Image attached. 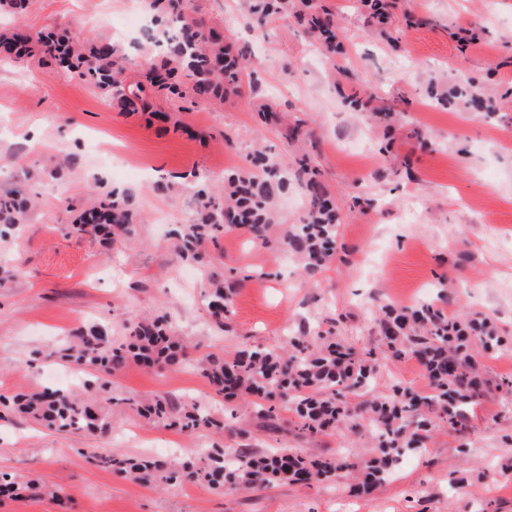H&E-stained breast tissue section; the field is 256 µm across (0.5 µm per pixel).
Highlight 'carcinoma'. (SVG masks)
Segmentation results:
<instances>
[{"mask_svg":"<svg viewBox=\"0 0 512 512\" xmlns=\"http://www.w3.org/2000/svg\"><path fill=\"white\" fill-rule=\"evenodd\" d=\"M189 0H153L160 12L162 60L143 68L129 82L117 49L110 41L55 32L18 33L0 36L3 59L37 57L77 75L103 90L123 108L150 111L147 97H163L183 104L223 103L240 94L243 77H249L253 93L261 88L257 65L243 48L232 51L220 33L208 29L188 8ZM247 11L259 27L277 17H294L336 59V16L317 11L311 0H246ZM197 184L198 205L193 220L174 230L176 254L183 261L206 260L205 243L235 227H245L257 239L267 237L277 223L275 200L292 185L307 199V219L293 224L282 237V247L299 256L309 270L323 266L336 243V204L307 156L291 167L280 165L256 149L246 169L224 178V187L212 191L206 176L190 174ZM29 200L18 190L0 194V238L12 235L25 223ZM137 223L133 196L125 191L99 199L73 221L81 234L112 245L130 234ZM231 292L217 286L209 304L221 320L230 313ZM117 339L100 326L81 331L73 343L57 351L73 361L89 378L84 392L55 388L13 396L14 408L63 432L106 433L112 422L102 412L110 404L112 377L129 362L162 370L178 364L186 355L183 344L172 334L166 320L142 319ZM383 353L399 360L421 361L431 379L432 392L419 395L411 387L396 384L389 397L351 405L346 393L370 386L376 375L378 353L373 348L356 349L334 336H310L301 331L289 337L291 350L277 352L260 346L247 347L228 358L206 356L198 361L202 376L212 391L223 397L250 396L260 414L270 423L287 408L299 420L302 431L315 436L341 427L356 430L368 419L373 432L372 456L358 465L348 454L306 458L292 448L257 455L247 448H212L204 455L190 454L176 463L154 457L127 458L112 452L93 456L97 465L113 473L145 479L157 476L166 483L203 480L222 493L256 491L274 480L300 482L335 480L362 467L363 478L352 487L357 495H369L395 471L401 459L424 449V440L440 423L448 429H465V409L476 404L490 389L512 397V378L495 384L484 380L481 362L487 357L512 354V341L501 336L496 325L481 320L445 314L433 301L407 311L391 305L378 321ZM144 416L167 426L183 429L200 426L221 428L223 423L195 404L181 405L165 396L134 402Z\"/></svg>","mask_w":512,"mask_h":512,"instance_id":"carcinoma-1","label":"carcinoma"}]
</instances>
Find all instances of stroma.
<instances>
[{"mask_svg": "<svg viewBox=\"0 0 512 512\" xmlns=\"http://www.w3.org/2000/svg\"><path fill=\"white\" fill-rule=\"evenodd\" d=\"M335 10L348 47L334 66L292 20L265 27L250 20L245 0H191L197 16L233 46L247 47L263 78L259 97L188 109L167 107L164 118L124 112L104 91L37 61L0 62V193L23 189L34 201L25 224L0 242V270L23 273L0 288V394L45 387L78 388L71 364L51 357L90 324L122 336L143 315L167 316L193 349L189 361L147 372L129 364L112 380L120 397L167 396L194 402L224 422L223 433L200 427L165 428L123 406L108 407L105 436L60 433L28 417H0V471L33 481L0 498V512H512V404L488 394L475 404L468 429L440 428L422 453L404 457L367 498L350 497L349 478L322 485L274 483L265 489L220 493L206 482L190 486L138 482L90 463L93 455H160L178 462L202 448H293L307 456L347 450L369 457L371 429H337L315 437L299 432L290 413L270 428L253 409L216 396L195 358L229 357L245 345H286L299 326L363 347L380 344L376 317L386 295L404 305L445 290L446 313L491 316L512 338V0H393L389 28L370 24L359 0H316ZM154 12L149 0H33L21 17L0 15V32L57 26L117 44L128 75L159 61L139 25ZM471 19L483 41L468 48L454 36ZM447 91V104L432 103ZM366 97L365 110L349 96ZM277 106L264 124L260 101ZM391 121L379 120L384 111ZM307 122L311 141L292 142L287 127ZM282 165L308 154L339 211L336 251L311 272L288 259L281 228L304 219L298 188L278 198L280 224L268 242L245 229L221 235L193 277L176 274L169 221L194 203L188 172L244 168L254 146ZM130 170L102 165L118 150ZM76 160L65 164L63 158ZM133 194L143 221L113 249L69 234L82 208L112 190ZM494 213L496 226L485 222ZM233 288L227 327L209 310V288ZM428 392L416 359L379 357L368 391L350 401L390 395L395 384Z\"/></svg>", "mask_w": 512, "mask_h": 512, "instance_id": "35a3bbf8", "label": "stroma"}]
</instances>
